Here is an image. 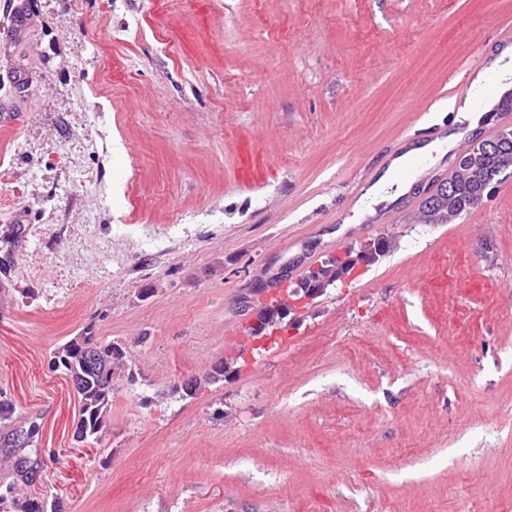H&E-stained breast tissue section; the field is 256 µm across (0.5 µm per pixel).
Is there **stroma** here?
<instances>
[{
  "label": "stroma",
  "mask_w": 512,
  "mask_h": 512,
  "mask_svg": "<svg viewBox=\"0 0 512 512\" xmlns=\"http://www.w3.org/2000/svg\"><path fill=\"white\" fill-rule=\"evenodd\" d=\"M512 0H0V391L40 436L15 476L66 512H512V175L416 224L429 171L364 187L434 129L512 128ZM377 262L226 336L309 256ZM122 347L99 441L52 354ZM221 380L208 378L218 362ZM197 380L194 395L182 389ZM451 147V142L447 139L439 142L425 143L413 146L409 152L397 159H394L385 172L372 184L360 199L359 212L362 215L373 214L372 206L380 201L394 199L408 191L409 185L398 184L394 193H388V189L393 186L396 181V170L405 164L406 160L414 155L431 158L432 154L437 156L445 154L447 149Z\"/></svg>",
  "instance_id": "stroma-1"
}]
</instances>
